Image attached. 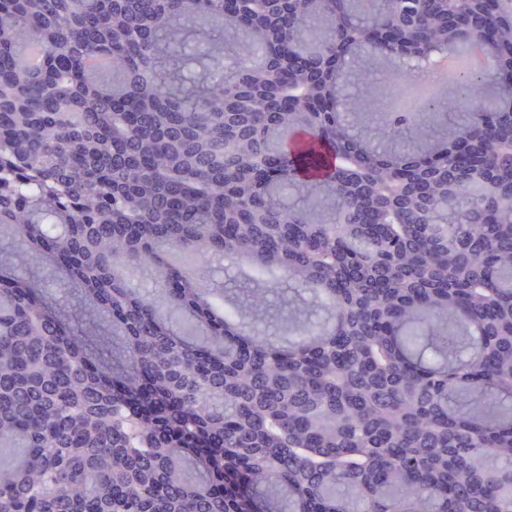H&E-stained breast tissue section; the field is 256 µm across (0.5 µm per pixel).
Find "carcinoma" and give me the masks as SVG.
Masks as SVG:
<instances>
[{
  "label": "carcinoma",
  "mask_w": 512,
  "mask_h": 512,
  "mask_svg": "<svg viewBox=\"0 0 512 512\" xmlns=\"http://www.w3.org/2000/svg\"><path fill=\"white\" fill-rule=\"evenodd\" d=\"M483 33L496 78L381 109ZM501 82L506 3L0 0V512H512ZM223 256L251 269L234 300ZM283 280L321 317L276 346ZM28 271L38 274L48 281V298L54 305L64 311L73 324H83L85 326L88 322L86 313L57 274L53 273L50 268L42 266L28 268Z\"/></svg>",
  "instance_id": "carcinoma-1"
}]
</instances>
